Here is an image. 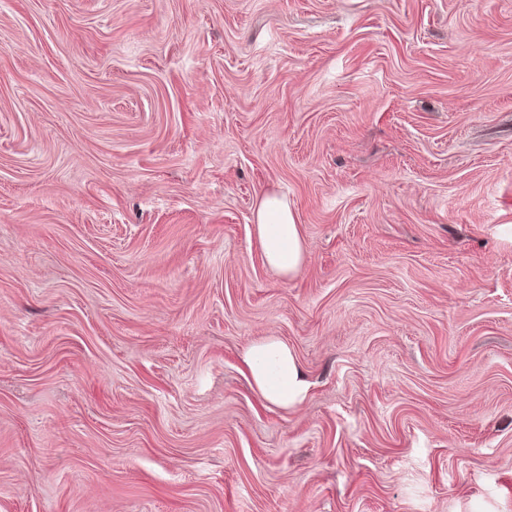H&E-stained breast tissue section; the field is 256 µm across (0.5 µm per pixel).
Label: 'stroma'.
I'll return each instance as SVG.
<instances>
[{
	"label": "stroma",
	"instance_id": "stroma-1",
	"mask_svg": "<svg viewBox=\"0 0 512 512\" xmlns=\"http://www.w3.org/2000/svg\"><path fill=\"white\" fill-rule=\"evenodd\" d=\"M0 512H512V0H0ZM253 223L265 262L285 279L299 274L306 261V247L288 201L274 193H263ZM251 379L262 396L283 408L300 404L309 383L293 351L276 336L252 343L244 352Z\"/></svg>",
	"mask_w": 512,
	"mask_h": 512
}]
</instances>
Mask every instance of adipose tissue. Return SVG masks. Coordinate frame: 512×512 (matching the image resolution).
<instances>
[{
	"mask_svg": "<svg viewBox=\"0 0 512 512\" xmlns=\"http://www.w3.org/2000/svg\"><path fill=\"white\" fill-rule=\"evenodd\" d=\"M255 234L265 262L283 278L295 277L306 261V247L287 200L262 194L253 213ZM251 379L262 396L283 408L300 404L309 383L293 351L277 337L252 343L244 353Z\"/></svg>",
	"mask_w": 512,
	"mask_h": 512,
	"instance_id": "ef3b65f1",
	"label": "adipose tissue"
}]
</instances>
